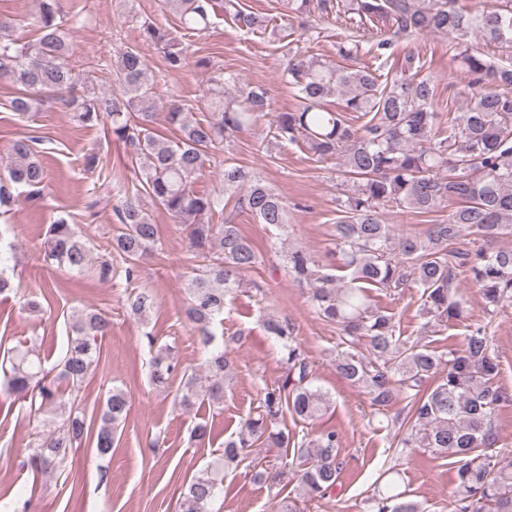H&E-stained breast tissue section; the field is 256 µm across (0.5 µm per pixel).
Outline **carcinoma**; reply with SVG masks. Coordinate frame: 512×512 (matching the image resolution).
I'll return each mask as SVG.
<instances>
[{
    "instance_id": "1",
    "label": "carcinoma",
    "mask_w": 512,
    "mask_h": 512,
    "mask_svg": "<svg viewBox=\"0 0 512 512\" xmlns=\"http://www.w3.org/2000/svg\"><path fill=\"white\" fill-rule=\"evenodd\" d=\"M162 2L177 16L183 33L176 37L144 23L139 36L162 50L169 70L179 71L186 64L187 41L209 26L216 0ZM224 8L239 28L254 36L290 37L293 27L274 22L334 14L346 33L336 42V54L345 61L356 59L362 49L355 34L374 27L378 65L344 66L299 47L285 70L297 100L293 110L271 111L270 98L260 87L231 95L220 83L208 90L211 117L195 119L175 103L157 111L155 79L137 46L126 48L111 71L119 91L100 95L87 85L70 64L67 39L81 14L61 16L57 0H40L33 17L36 39L0 37V78L17 88L10 101L13 112L29 118L48 99L83 124L101 123L105 138L123 144L137 169V184L131 188L117 179L108 182L121 228L99 260L92 262L88 239L60 219L48 227L44 267L64 265L109 282L118 274L131 282L140 260L162 251L150 209L170 214L188 239L192 275L185 315L207 358L204 373L183 370L175 347L160 346L151 359L150 379L163 389L182 374L177 397L186 410L204 401L222 404L224 383L235 363L230 349L217 341L216 327L224 323L228 297L248 286L263 292L258 282L245 279L263 257L239 225L212 220L224 214V200L236 197L258 223L284 231L288 206L261 177L235 164H224L220 195L197 192L193 183L224 137L247 132L270 117L268 144L302 145L319 161L334 157L346 182L337 198L335 261L318 260L301 249L283 251L288 275L309 287L315 313L339 329L342 351L336 355V373L361 389L375 414L397 428L396 447L422 448L448 460L456 484L452 512H512V464L503 465L490 453L493 417L509 398L496 384L489 325L475 326L457 347L438 353L402 338L394 316L370 295L373 288L392 296L418 288L422 314L435 327L466 314V302L454 286L462 274L479 287L488 314L512 302V249L492 247L496 239L512 235V67L491 63L471 42L474 37L512 45V0L482 11L464 0H281L277 18L247 11L233 0H225ZM420 34L455 40L457 71L470 90L457 115L438 111L434 86L420 75L414 55H407L395 71L388 67L395 39ZM337 93L342 99L333 105L329 98ZM160 124L175 127L177 139L160 132ZM41 142L29 137L13 143L7 178L0 177V207L14 201L12 185L29 200L40 198L47 183L39 161ZM394 206L421 214L445 206L450 211L448 219L420 233L397 232L383 218L384 210ZM465 231L475 235L472 246L455 248ZM129 306L145 324L156 308V295L142 288ZM110 327L105 313L88 308L72 320L66 350L52 367L45 366L34 348H17L7 358L4 392L28 418L43 416L51 422L32 448L30 463L36 471L63 473L73 448L89 434L80 390L99 362L98 338ZM264 329L280 343L283 379L263 390L257 411L224 440L222 453L184 483L180 512H212L224 491V474L242 466L253 481H267V468L250 460L257 446L291 449L289 470L311 501L325 498L339 482L340 433L324 430L298 442L285 421L287 415L316 420L329 410L330 396L315 384L312 363L294 336L291 319L270 315ZM362 344L365 355L358 351ZM399 404L403 411L392 413ZM128 411L127 392L109 389L96 433L99 457L112 455ZM388 473L391 477L366 498L368 512H425L400 490L399 471L390 468Z\"/></svg>"
}]
</instances>
